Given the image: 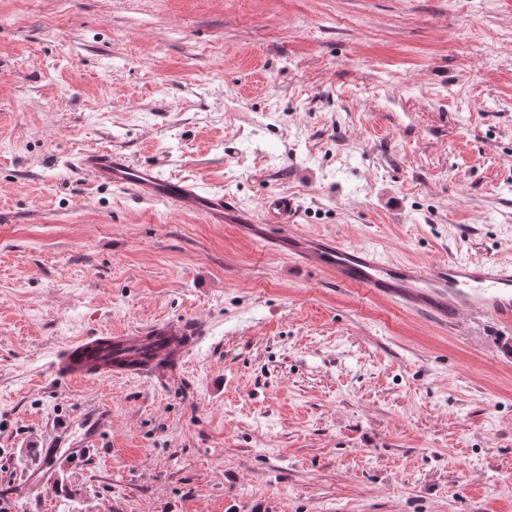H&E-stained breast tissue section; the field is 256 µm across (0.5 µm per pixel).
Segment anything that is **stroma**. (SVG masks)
Here are the masks:
<instances>
[{
    "label": "stroma",
    "instance_id": "obj_1",
    "mask_svg": "<svg viewBox=\"0 0 512 512\" xmlns=\"http://www.w3.org/2000/svg\"><path fill=\"white\" fill-rule=\"evenodd\" d=\"M94 148L288 193L293 234L512 264V0H0V512H512V331L99 184ZM184 318L170 371L52 370Z\"/></svg>",
    "mask_w": 512,
    "mask_h": 512
}]
</instances>
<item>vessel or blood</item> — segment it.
<instances>
[{"instance_id":"obj_1","label":"vessel or blood","mask_w":512,"mask_h":512,"mask_svg":"<svg viewBox=\"0 0 512 512\" xmlns=\"http://www.w3.org/2000/svg\"><path fill=\"white\" fill-rule=\"evenodd\" d=\"M78 165L100 183L128 187L142 199H167L178 208L202 213L213 222L230 217L248 231L272 224L284 229L297 217L294 200L288 194L268 195L263 217L258 220L239 210L224 194H200L196 184L163 177L158 165L133 164L114 150L86 151ZM298 256L306 265L331 271L346 287L376 297L395 298L410 311L443 325L472 312L512 325V264L457 258L429 266L399 264L369 247H347L332 241L319 246L308 238ZM145 333L156 338L160 350L182 356L204 336L205 327L201 322L181 319L151 325ZM102 348L97 336L73 342L58 354L55 373L67 378H83L95 372L129 375V368L120 364H101Z\"/></svg>"}]
</instances>
